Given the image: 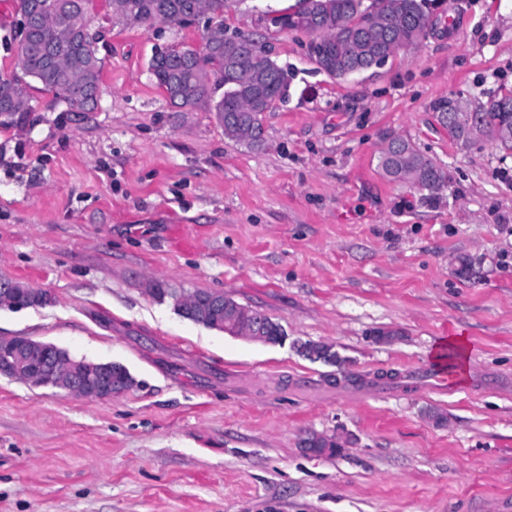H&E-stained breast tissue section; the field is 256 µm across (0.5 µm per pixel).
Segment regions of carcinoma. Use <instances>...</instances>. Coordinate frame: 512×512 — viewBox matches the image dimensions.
Masks as SVG:
<instances>
[{"mask_svg":"<svg viewBox=\"0 0 512 512\" xmlns=\"http://www.w3.org/2000/svg\"><path fill=\"white\" fill-rule=\"evenodd\" d=\"M64 23L44 22L32 26L25 44L18 49L17 68L42 87L54 93L59 104L68 112L90 111L87 99L91 89L100 86L105 66L98 49L84 40L82 29L87 24L88 0H62ZM331 0L332 8L316 16L308 13L307 0L292 12L273 19L283 30L301 25L310 29L313 40L328 46L331 64L325 72L336 78L356 74L360 61L350 55L348 39L360 41L372 50L393 47L403 50L404 42L429 17V0ZM112 15L125 27L147 23H174L181 15L204 12L224 15V0H110ZM148 73L166 99L176 108H203L224 115V133L248 147H258L264 141L262 113L288 97L289 80L286 71L251 35L241 32L224 34V22L211 28L198 46L177 44L157 50L148 62ZM224 89L218 99L213 91ZM512 102V92L503 94L483 106V121L488 128L487 140L504 151L512 152V139L506 142L494 135L503 125L512 127V110H499L501 102ZM34 107L20 83V77L0 75V126H23L29 121ZM417 180L427 184L444 182L445 176L427 156L416 157ZM16 307L39 306L47 301L46 294L25 284L14 289ZM182 317L213 329H224V312L204 311L184 303L178 306ZM14 355V364L0 366V373L28 382L35 375L44 356L57 357L62 363L72 360L70 354L54 344L42 348L30 344L26 336H0V352ZM77 370L94 374L107 383H120L131 388L135 381L129 371L117 363H94L78 360Z\"/></svg>","mask_w":512,"mask_h":512,"instance_id":"1","label":"carcinoma"}]
</instances>
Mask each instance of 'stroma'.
<instances>
[{
  "label": "stroma",
  "instance_id": "obj_1",
  "mask_svg": "<svg viewBox=\"0 0 512 512\" xmlns=\"http://www.w3.org/2000/svg\"><path fill=\"white\" fill-rule=\"evenodd\" d=\"M281 0H227L224 31L267 43L289 97L264 143L169 105L155 50L183 27L107 25L97 112L36 82L28 124L0 129V278L46 293L0 309V336L123 365L86 399L0 375V512H457L512 498V154L461 144L430 104L512 90V0H433L447 30L349 79L309 36L274 27ZM410 141L437 191L386 179ZM221 292L280 324L276 344L183 318L171 291ZM461 339V388L429 362ZM330 346L336 363L299 344ZM316 433L333 455L305 451ZM416 168H417V180L427 184L440 182L442 185L445 176L437 164L427 156L419 153L416 157Z\"/></svg>",
  "mask_w": 512,
  "mask_h": 512
}]
</instances>
